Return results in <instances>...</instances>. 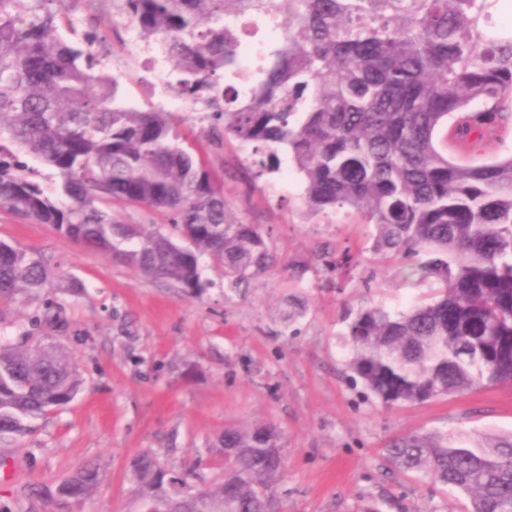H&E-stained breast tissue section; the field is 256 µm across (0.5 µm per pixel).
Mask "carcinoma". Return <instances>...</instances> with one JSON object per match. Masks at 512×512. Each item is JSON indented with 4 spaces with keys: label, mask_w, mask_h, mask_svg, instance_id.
Returning <instances> with one entry per match:
<instances>
[{
    "label": "carcinoma",
    "mask_w": 512,
    "mask_h": 512,
    "mask_svg": "<svg viewBox=\"0 0 512 512\" xmlns=\"http://www.w3.org/2000/svg\"><path fill=\"white\" fill-rule=\"evenodd\" d=\"M103 0H0V210L51 224L88 248L188 292L246 288L276 263L268 233L224 199V178L182 146L170 113L125 105L91 48L68 44L71 5ZM173 64L181 94L202 103L208 145L235 141L255 182L302 174L307 208H350L374 227L370 280L411 267L439 284L405 312H348V369L386 408L486 385L512 384V158L487 156V127L512 110V29L499 0H109ZM250 16L281 32L244 93L221 79L241 69V41L224 24ZM454 129L459 153L448 151ZM56 171L47 192L20 155ZM123 207L161 212L176 232L129 224ZM53 280L28 249L0 241V304L38 300ZM82 379L59 344L0 337V439L63 407ZM268 424L224 428L225 482L204 489L151 453L129 465L139 512H264L279 473ZM386 458L469 501L468 512H512V434L409 431ZM98 483L83 465L60 483L77 499Z\"/></svg>",
    "instance_id": "obj_1"
}]
</instances>
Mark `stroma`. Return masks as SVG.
Returning <instances> with one entry per match:
<instances>
[{"mask_svg": "<svg viewBox=\"0 0 512 512\" xmlns=\"http://www.w3.org/2000/svg\"><path fill=\"white\" fill-rule=\"evenodd\" d=\"M94 27L109 54L98 69L126 103L167 107L170 95L149 63L156 46L132 49L111 9ZM179 130L207 146L224 175V196L246 223L271 235L279 262L237 294L224 271L204 266L199 295L151 279L111 255L85 248L49 224L0 211V240L37 253L55 274L47 300L0 306V336L27 332L72 355L84 384L67 405L31 421L22 438L0 442V512H137L129 463L149 451L168 470L192 473L198 488L221 482L225 426L270 423L284 468L273 494L282 512H462L466 498L423 477L398 473L384 446L405 430L451 434L512 432V387H490L422 405L385 409L353 383L341 341L346 310L380 304L409 310L430 291L418 277L369 282L373 227L347 208L310 214L290 157L252 183L250 147L207 145L200 104L180 98ZM351 253L359 265L333 270L320 253ZM304 304L284 326L288 297ZM99 469L82 501H58L57 485L80 465Z\"/></svg>", "mask_w": 512, "mask_h": 512, "instance_id": "stroma-1", "label": "stroma"}]
</instances>
